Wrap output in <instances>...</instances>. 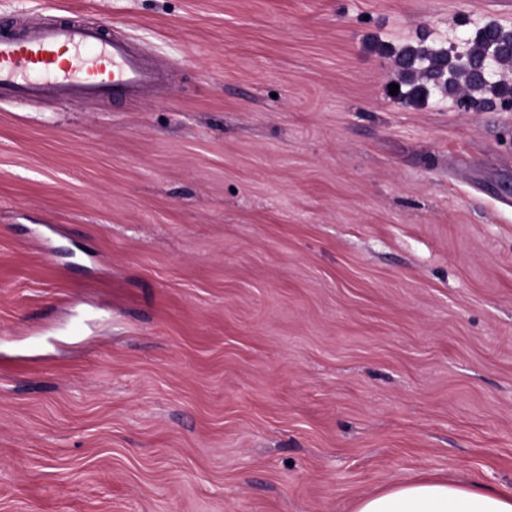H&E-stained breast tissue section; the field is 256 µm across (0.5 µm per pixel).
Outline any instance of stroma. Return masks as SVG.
Returning <instances> with one entry per match:
<instances>
[{"label":"stroma","instance_id":"stroma-1","mask_svg":"<svg viewBox=\"0 0 512 512\" xmlns=\"http://www.w3.org/2000/svg\"><path fill=\"white\" fill-rule=\"evenodd\" d=\"M120 100H0V512H354L512 486V105L390 94L512 0H0ZM354 512H512V487L427 478L364 496Z\"/></svg>","mask_w":512,"mask_h":512}]
</instances>
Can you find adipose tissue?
Returning <instances> with one entry per match:
<instances>
[{
  "mask_svg": "<svg viewBox=\"0 0 512 512\" xmlns=\"http://www.w3.org/2000/svg\"><path fill=\"white\" fill-rule=\"evenodd\" d=\"M355 512H512V487L427 478L362 497Z\"/></svg>",
  "mask_w": 512,
  "mask_h": 512,
  "instance_id": "ef3b65f1",
  "label": "adipose tissue"
}]
</instances>
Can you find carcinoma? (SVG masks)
<instances>
[{"instance_id": "1", "label": "carcinoma", "mask_w": 512, "mask_h": 512, "mask_svg": "<svg viewBox=\"0 0 512 512\" xmlns=\"http://www.w3.org/2000/svg\"><path fill=\"white\" fill-rule=\"evenodd\" d=\"M503 68L512 66V31L489 24L476 31L464 56L423 42L406 44L396 55L397 98L416 103L431 90L459 94L468 107L482 106L493 97L512 99V84L489 82L480 73L489 59Z\"/></svg>"}]
</instances>
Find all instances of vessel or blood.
<instances>
[{"mask_svg": "<svg viewBox=\"0 0 512 512\" xmlns=\"http://www.w3.org/2000/svg\"><path fill=\"white\" fill-rule=\"evenodd\" d=\"M154 80L130 40L105 39L99 28L61 22L0 32V92L18 99L128 95Z\"/></svg>", "mask_w": 512, "mask_h": 512, "instance_id": "b4317fda", "label": "vessel or blood"}]
</instances>
